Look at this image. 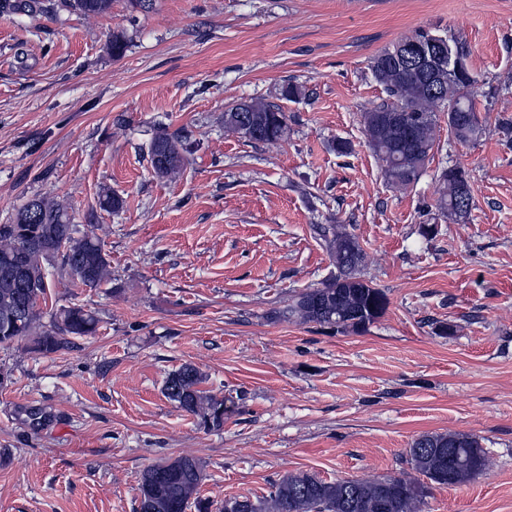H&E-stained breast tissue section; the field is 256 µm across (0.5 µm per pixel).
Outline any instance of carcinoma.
<instances>
[{"label": "carcinoma", "instance_id": "carcinoma-1", "mask_svg": "<svg viewBox=\"0 0 512 512\" xmlns=\"http://www.w3.org/2000/svg\"><path fill=\"white\" fill-rule=\"evenodd\" d=\"M112 0H0V13L78 11L87 17L108 12ZM374 80L386 100L363 114L368 146L384 163L386 179L406 188L420 177L434 156L436 114H448V134L459 143L478 137L481 124L473 100L476 79L457 41L419 30L395 42L371 61ZM224 127L250 141L276 144L288 137V115L264 101L240 102L224 112ZM189 133L154 129L149 160L154 173L175 179L187 163ZM445 192L437 209L463 222L473 204L468 176L452 165L442 168ZM318 238L336 264L337 273L320 286L296 294L278 318L296 324H315L333 333L359 332L379 319L388 300L384 292L362 278L364 252L358 240L338 224L315 226ZM61 258L70 282L100 288L112 282V270L100 240L73 223L68 208L50 194L36 195L17 212V223L0 224V344L31 339L34 351L51 354L71 344L73 336H91L98 319L82 306H67L50 314L43 324L40 302L50 288L47 265ZM200 370L185 364L168 374L164 396L197 417L207 429L224 426L225 400L202 388ZM451 449L463 459H477L487 469L480 438L460 432L426 433L407 451L411 469L448 485V463L439 449ZM199 460L181 456L146 467L140 477L136 512H186L199 499L202 481ZM427 485L409 474L371 480L326 481L307 472L284 474L264 497L242 498L244 512H422Z\"/></svg>", "mask_w": 512, "mask_h": 512}]
</instances>
